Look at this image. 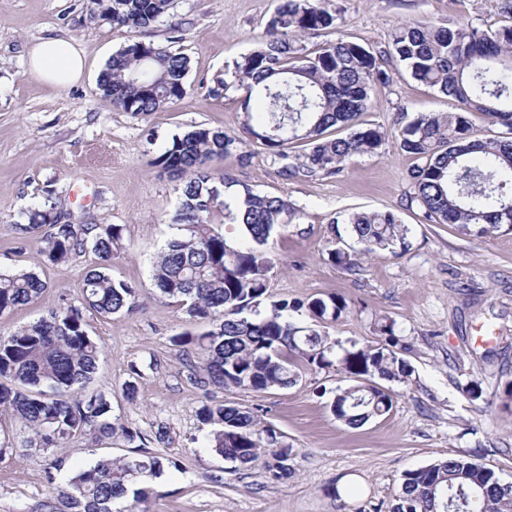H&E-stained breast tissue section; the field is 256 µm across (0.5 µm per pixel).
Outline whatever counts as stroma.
Instances as JSON below:
<instances>
[{
  "instance_id": "stroma-1",
  "label": "stroma",
  "mask_w": 512,
  "mask_h": 512,
  "mask_svg": "<svg viewBox=\"0 0 512 512\" xmlns=\"http://www.w3.org/2000/svg\"><path fill=\"white\" fill-rule=\"evenodd\" d=\"M504 0H331L346 39L381 50L391 29L421 17L479 28L512 25ZM277 0H174L170 17L146 32L92 17L90 0H0V271L38 273L47 286L38 299L0 315V333L37 321L60 304L80 305L91 255L49 264L40 240L20 231L45 199L79 224H118L115 278L137 288L131 313L87 314L103 355L89 385L110 395L120 423L139 432L149 451L171 460L157 497L144 512H389L405 471L450 456L477 459L512 483V412L499 399L512 382V233L463 236L451 224H424L406 208L414 159L395 143L378 155L354 157L329 177L285 179L281 162L263 146L249 159L220 167L241 185L287 198L295 216L268 244L275 259L273 298L335 294L352 311L326 325L330 338L377 341L378 321L395 322L413 373L391 383V411L362 427L336 420L329 394L348 387L337 371H309L295 387L255 393L240 388L204 392L190 381L173 336L207 330L159 297L152 266L172 234L182 180L153 160L173 136L203 125L240 133L241 90L220 93L213 79L262 39ZM45 36L76 40L87 58L83 80L64 89L28 72V44ZM167 45L190 60L187 95L147 115L113 109L98 77L113 53L132 41ZM391 80L375 84L369 124L393 129L401 115L444 112L448 100L388 63ZM392 210L412 229L405 252L380 251L350 273L327 259L337 212ZM145 365L133 379L131 363ZM136 382L126 400L123 389ZM479 383L473 400L467 383ZM257 411L292 445L293 473L270 481L261 465L242 466L209 448L196 411L202 403ZM25 435L0 411V512H47V464L20 452Z\"/></svg>"
}]
</instances>
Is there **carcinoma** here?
I'll return each instance as SVG.
<instances>
[{"mask_svg": "<svg viewBox=\"0 0 512 512\" xmlns=\"http://www.w3.org/2000/svg\"><path fill=\"white\" fill-rule=\"evenodd\" d=\"M99 16L114 26L145 30L168 15L172 0H92ZM330 0H279L262 41L218 76L213 91L235 85L243 91L244 136L198 126L172 137L153 164L186 176L173 217L176 234L153 266L160 294L210 329L172 338L188 378L209 387L254 392L297 385L308 370L347 375L353 384L334 391L329 406L337 420L359 427L391 411L388 389L375 379L406 382L411 368L396 344L395 321L379 326L380 345L345 346L319 331L351 312L338 295L272 300L270 238L291 216L288 201L236 183L215 164L256 141L284 161L287 179L341 172L355 156L374 154L394 139L418 161L406 207H417L427 224H455L469 236L512 231V26L479 29L469 23L418 18L397 25L388 48L370 51L338 33ZM337 33L316 48L306 40ZM397 62L414 80L448 98L446 112L417 114L392 132L368 124L369 91ZM187 56L167 46L134 41L112 55L99 88L123 112H158L188 92ZM507 130L486 139L472 136L471 117ZM346 131L343 136L339 131ZM302 144L301 152L291 145ZM231 226L224 232L215 224ZM336 247L328 259L348 271L358 257L382 250H408L411 229L393 211L338 212L331 220ZM361 249L349 250L339 230ZM45 243L50 264L60 266L82 253L97 265L82 283V306L65 305L7 335L0 334V410L31 432L22 451L43 458L63 473L49 512H138L156 494L142 477L162 475L169 459L148 451L112 458L98 456L67 465L63 448L75 438L119 436L132 443L138 433L118 422L112 398L85 394L103 348L87 329L85 312L102 317L138 307L137 288L112 276V258L123 228L116 224H69L56 203H44L21 227ZM46 283L31 271L0 272V314L38 298ZM210 427L211 448L240 465L260 462L269 477L291 474L293 448L238 407L204 404L198 410ZM391 512H512V484L463 457L450 456L408 470Z\"/></svg>", "mask_w": 512, "mask_h": 512, "instance_id": "obj_1", "label": "carcinoma"}]
</instances>
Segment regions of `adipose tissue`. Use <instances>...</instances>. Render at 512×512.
Returning <instances> with one entry per match:
<instances>
[{
    "label": "adipose tissue",
    "instance_id": "obj_1",
    "mask_svg": "<svg viewBox=\"0 0 512 512\" xmlns=\"http://www.w3.org/2000/svg\"><path fill=\"white\" fill-rule=\"evenodd\" d=\"M27 58L29 73L51 87L71 86L87 72L86 56L72 39L37 40L29 46Z\"/></svg>",
    "mask_w": 512,
    "mask_h": 512
}]
</instances>
